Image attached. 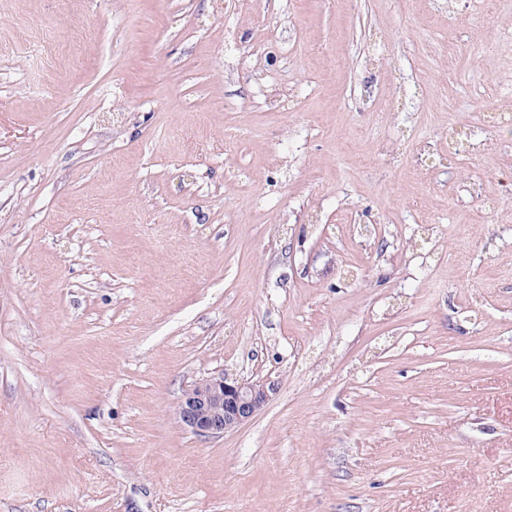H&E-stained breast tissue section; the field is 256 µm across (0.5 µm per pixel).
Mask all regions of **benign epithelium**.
Returning a JSON list of instances; mask_svg holds the SVG:
<instances>
[{"mask_svg": "<svg viewBox=\"0 0 512 512\" xmlns=\"http://www.w3.org/2000/svg\"><path fill=\"white\" fill-rule=\"evenodd\" d=\"M278 385L215 373L185 391L178 407L181 425L204 437H219L252 420L273 398Z\"/></svg>", "mask_w": 512, "mask_h": 512, "instance_id": "benign-epithelium-1", "label": "benign epithelium"}]
</instances>
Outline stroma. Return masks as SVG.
<instances>
[{
    "label": "stroma",
    "instance_id": "35a3bbf8",
    "mask_svg": "<svg viewBox=\"0 0 512 512\" xmlns=\"http://www.w3.org/2000/svg\"><path fill=\"white\" fill-rule=\"evenodd\" d=\"M495 9L0 0V512H512ZM219 371L279 390L193 435Z\"/></svg>",
    "mask_w": 512,
    "mask_h": 512
}]
</instances>
